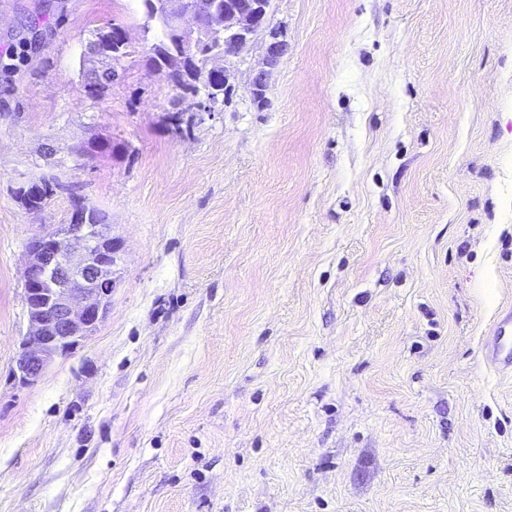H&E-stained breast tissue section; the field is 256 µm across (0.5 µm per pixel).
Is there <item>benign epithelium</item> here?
<instances>
[{"label":"benign epithelium","mask_w":512,"mask_h":512,"mask_svg":"<svg viewBox=\"0 0 512 512\" xmlns=\"http://www.w3.org/2000/svg\"><path fill=\"white\" fill-rule=\"evenodd\" d=\"M154 15L167 26V33L183 50L198 43L203 34L224 36V50L208 52L196 82L203 96L198 107L212 113L225 97L213 93L217 80L232 90L238 64L256 39L263 40V67L253 72L252 95L267 90L268 79L287 51L280 27L271 24V0H237L232 9H221L219 0H152ZM130 43L126 30L114 25L96 33L86 45L84 58L91 67L85 88L93 99L104 96V84L97 75L120 76L121 63ZM44 189L42 179L20 187V199L27 209L41 212L28 198ZM98 210L78 201L66 224H53L33 235L26 246L27 261L22 273L27 331L20 342V354L12 376L20 383L38 382L59 356H65L93 335L107 317L117 285L116 268L121 261V241L112 225L88 221Z\"/></svg>","instance_id":"benign-epithelium-1"}]
</instances>
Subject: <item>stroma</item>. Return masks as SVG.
Returning a JSON list of instances; mask_svg holds the SVG:
<instances>
[{
    "label": "stroma",
    "instance_id": "1",
    "mask_svg": "<svg viewBox=\"0 0 512 512\" xmlns=\"http://www.w3.org/2000/svg\"><path fill=\"white\" fill-rule=\"evenodd\" d=\"M214 113L140 0H0V512H512V0H272ZM132 49L105 96L83 53ZM181 112V126L171 115ZM98 142L77 160L78 140ZM65 186L40 213L17 198ZM123 243L110 311L12 368L30 237ZM130 43L126 30L117 25L96 33L95 39L86 45V58L92 66L87 69L85 88L93 99H101L104 96V84L97 75L110 72L112 75L105 77L104 81L110 88L112 78H118L121 71V63L126 57L123 51L129 53ZM487 360L502 374H512V310H507L491 331Z\"/></svg>",
    "mask_w": 512,
    "mask_h": 512
}]
</instances>
